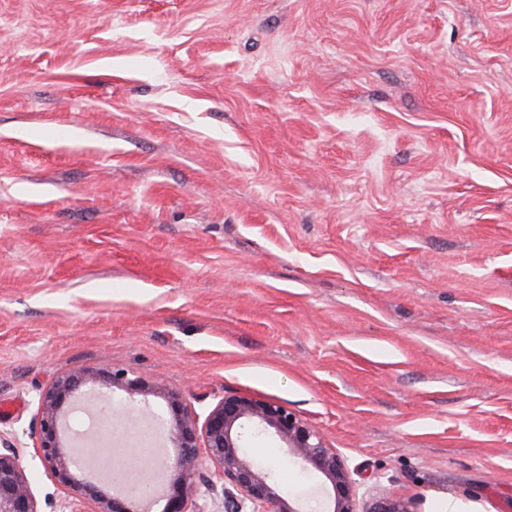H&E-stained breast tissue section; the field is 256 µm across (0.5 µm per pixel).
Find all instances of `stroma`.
I'll list each match as a JSON object with an SVG mask.
<instances>
[{
	"label": "stroma",
	"mask_w": 512,
	"mask_h": 512,
	"mask_svg": "<svg viewBox=\"0 0 512 512\" xmlns=\"http://www.w3.org/2000/svg\"><path fill=\"white\" fill-rule=\"evenodd\" d=\"M101 367L512 512V0H0V435L40 495L36 400Z\"/></svg>",
	"instance_id": "stroma-1"
}]
</instances>
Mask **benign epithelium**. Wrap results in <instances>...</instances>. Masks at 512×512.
I'll return each instance as SVG.
<instances>
[{
	"instance_id": "1",
	"label": "benign epithelium",
	"mask_w": 512,
	"mask_h": 512,
	"mask_svg": "<svg viewBox=\"0 0 512 512\" xmlns=\"http://www.w3.org/2000/svg\"><path fill=\"white\" fill-rule=\"evenodd\" d=\"M125 391L141 397L137 410L147 409V397L163 392L158 381L130 377L123 369L76 368L55 377L40 394L32 436L33 454L56 486L62 500L59 512H131L127 504L152 496L142 487L106 495L77 462L72 448L69 415L72 406L84 403L112 417L109 393ZM170 419L164 423L177 453L162 462V477L172 491L157 512L192 511L196 495L221 501L225 512H306L302 500L285 496L272 478V467L262 466L245 451L252 436H268L284 445L286 459L316 481L315 498L320 512H416L413 502L381 495L359 510V486L343 458L328 447L319 432L281 402L250 395L222 398L205 415L179 393L167 392ZM210 466L205 490L195 484L204 465ZM0 512H43L38 493L24 467L19 446L0 436Z\"/></svg>"
}]
</instances>
